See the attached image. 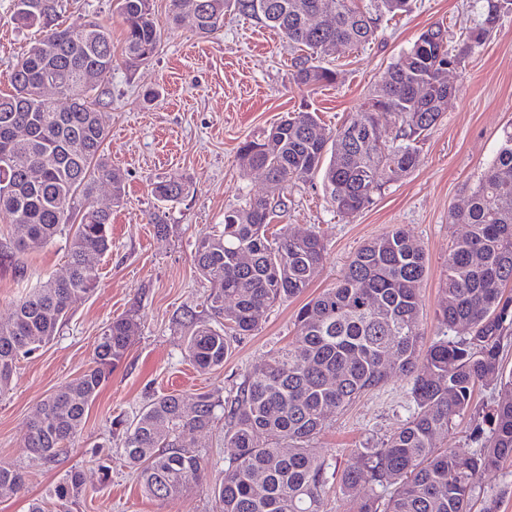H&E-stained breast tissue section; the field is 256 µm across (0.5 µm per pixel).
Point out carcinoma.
<instances>
[{"mask_svg": "<svg viewBox=\"0 0 512 512\" xmlns=\"http://www.w3.org/2000/svg\"><path fill=\"white\" fill-rule=\"evenodd\" d=\"M201 2V16L191 21L171 0L169 23L207 36L224 27L232 9L254 16L302 51L294 59V80L307 87L336 80V71L321 64L325 42L345 48L368 44L384 18L411 9L410 0H370L366 10L357 0ZM315 6L331 11V27L306 24ZM118 9L126 25V64L149 61L164 33L153 0H118ZM55 11L56 0H15L13 20L33 27ZM508 11L512 0H483L480 22L453 45L447 27L427 28L389 67L362 111L335 133H327L312 112L289 114L242 142L240 166L268 169L274 191L319 177L337 214L359 213L387 183L418 166L419 143L455 93L440 84L438 71L460 66ZM88 27L87 36L69 27L47 31L7 75L11 91L0 93V130H33L24 141L0 137V155L13 153L41 169L37 183L0 170V215L9 218V248L26 253L64 235L69 265L67 278L39 282L0 325V393L8 390L19 360L53 340L74 305L95 287L84 257L105 253L112 243V213L92 202L97 186L110 184L117 203L124 195L123 176L104 153L107 130L92 97L101 76L112 70L111 32L101 22ZM48 72L62 82L60 96L50 102L38 93ZM190 190L187 182L162 177L151 193L166 205ZM466 193L465 208L453 210L451 219L467 232L448 250L436 315L450 329L470 325L469 335L440 337L420 351L426 255L419 241L396 226L361 246L336 286L298 309L292 341L249 371L233 399L222 404L208 393L161 395L132 421L116 420L124 426V456L138 470L143 492L167 499L199 482L205 459L181 437L208 432L222 405L224 445L235 453L212 489L217 512H322L326 467L313 439L334 414L402 375L416 411L381 447L354 451L338 478L347 496L364 475L390 495L363 500L355 512H498L496 495L484 497L479 510L474 506L481 476L512 458V371L502 360L503 341L512 335V296L506 294L512 288V131L504 133L490 166ZM273 216L269 198L250 196L224 213L223 229L203 232L195 241L194 265L210 284V318L187 312L186 353L201 370L223 366L230 338L253 334L268 307L303 294L323 261L318 234L295 236L284 228L271 234ZM242 251L252 256L247 268L237 262ZM135 332L132 319L112 320L82 378L40 402L27 424L30 453L51 462L82 429ZM480 382L497 391L483 414L473 407ZM188 398L197 405L192 414L182 411ZM465 416L472 448L439 446L437 436ZM25 483L23 471L0 464L1 497L18 494ZM83 492L82 474L69 471L53 489L52 508L72 512Z\"/></svg>", "mask_w": 512, "mask_h": 512, "instance_id": "obj_1", "label": "carcinoma"}]
</instances>
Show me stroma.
<instances>
[{"mask_svg": "<svg viewBox=\"0 0 512 512\" xmlns=\"http://www.w3.org/2000/svg\"><path fill=\"white\" fill-rule=\"evenodd\" d=\"M14 3L0 0V92L8 91L7 75L39 36L37 29L17 27ZM153 5L166 24L164 36L151 61L131 68L125 63L117 0L57 2L56 23L78 28L99 21L112 30V70L97 93L107 128L104 151L125 178V195L116 204L109 187L98 189L95 206L112 212V247L94 259L96 287L76 304L52 341L19 361L9 389L0 394V463L26 474L24 490L0 497V512H28L32 499H48L73 468L82 472L87 489L73 512H215L212 489L234 454L224 445L223 421L210 433L184 435V444L203 455L204 475L182 495L158 500L143 492L135 468L123 459L124 431L116 419H133L150 400L172 392L233 398L247 373L291 339L298 309L334 287L357 249L392 226H403L428 257L420 289L424 342L444 333L452 339L463 334L459 327L443 330L435 315L448 249L466 231L452 223L450 211L465 203L466 188L477 184L505 131L512 129V11L449 71L456 94L423 142L418 167L387 185L367 208L344 218L326 201L320 180L289 183L273 223L318 233L324 260L302 296L269 308L254 335L234 341L222 367L203 372L185 352L184 313L206 315L209 294L208 282L193 264L194 243L222 224L225 212L237 208L245 194L269 193L261 171L241 170L240 142L290 112H317L327 131H335L361 111L369 92L422 31L439 22L460 34L475 27L480 9L474 0H412L410 11L383 22L369 45L323 53L324 66L334 69L337 79L306 88L293 80L295 54L287 39L264 22L231 11L220 32L200 37L167 25L170 0H153ZM164 176L189 182L190 193L159 206L151 187ZM157 214L165 233L152 222ZM5 228L0 218V323L10 320L15 302L37 279L68 271L65 238L16 256L4 244ZM117 317L132 318L137 330L82 430L55 461L30 455L24 448L27 422L38 404L82 377L99 336ZM413 410L407 380L392 378L335 414L313 445L328 472H339L353 449L380 446ZM105 458L111 466L106 476L100 470Z\"/></svg>", "mask_w": 512, "mask_h": 512, "instance_id": "stroma-1", "label": "stroma"}]
</instances>
